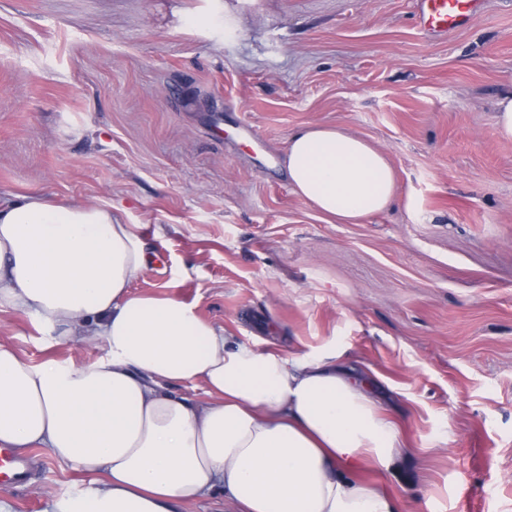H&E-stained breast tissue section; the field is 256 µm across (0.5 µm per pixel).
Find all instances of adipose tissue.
I'll list each match as a JSON object with an SVG mask.
<instances>
[{"mask_svg":"<svg viewBox=\"0 0 512 512\" xmlns=\"http://www.w3.org/2000/svg\"><path fill=\"white\" fill-rule=\"evenodd\" d=\"M295 192L342 223L395 193L384 156L327 127L292 135ZM149 256L123 209L0 198V307L58 342H103L84 364H30L0 343V447L45 448L92 476L53 512H183L223 491L234 512H396L359 479L405 452L366 378L330 354L234 342L172 297L132 294ZM202 384L204 400L174 394Z\"/></svg>","mask_w":512,"mask_h":512,"instance_id":"ef3b65f1","label":"adipose tissue"}]
</instances>
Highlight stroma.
<instances>
[{
  "mask_svg": "<svg viewBox=\"0 0 512 512\" xmlns=\"http://www.w3.org/2000/svg\"><path fill=\"white\" fill-rule=\"evenodd\" d=\"M414 0H0V194L110 203L173 297L239 343L340 352L373 380L410 453L367 470L402 512H512V0L426 38ZM252 126L248 140L241 128ZM357 136L395 172L353 224L288 181L291 136ZM32 364L88 363L0 309ZM11 512L92 488L24 452Z\"/></svg>",
  "mask_w": 512,
  "mask_h": 512,
  "instance_id": "35a3bbf8",
  "label": "stroma"
}]
</instances>
